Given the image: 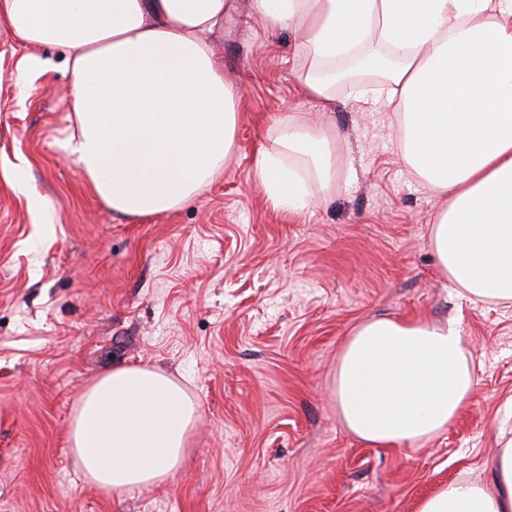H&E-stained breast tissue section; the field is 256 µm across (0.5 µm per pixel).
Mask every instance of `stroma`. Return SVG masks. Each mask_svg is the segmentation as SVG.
Here are the masks:
<instances>
[{
	"label": "stroma",
	"mask_w": 512,
	"mask_h": 512,
	"mask_svg": "<svg viewBox=\"0 0 512 512\" xmlns=\"http://www.w3.org/2000/svg\"><path fill=\"white\" fill-rule=\"evenodd\" d=\"M228 3L211 43L240 93L233 153L196 198L136 220L61 148L63 53L0 28V512H416L439 484L485 478L512 431V303L439 273L444 201L400 158L395 116L345 84L318 111L297 35ZM285 114L336 131L333 182L296 213L254 176ZM378 317L459 325L478 385L440 436L380 448L340 425L336 359ZM118 362L173 376L201 416L174 480L116 498L83 481L68 429Z\"/></svg>",
	"instance_id": "35a3bbf8"
}]
</instances>
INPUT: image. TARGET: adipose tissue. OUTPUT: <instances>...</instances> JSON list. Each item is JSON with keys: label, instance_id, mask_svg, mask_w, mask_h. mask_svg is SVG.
<instances>
[{"label": "adipose tissue", "instance_id": "ef3b65f1", "mask_svg": "<svg viewBox=\"0 0 512 512\" xmlns=\"http://www.w3.org/2000/svg\"><path fill=\"white\" fill-rule=\"evenodd\" d=\"M227 0H0V27L61 49L74 132L61 147L112 212L156 216L223 170L238 90L209 37ZM269 31L300 42L304 96L327 108L336 71L360 59L385 85L406 166L447 206L431 231L440 271L466 294L512 303V0H251ZM254 175L273 202L307 208L329 184L336 137L286 116ZM477 386L452 322L381 317L344 341L334 396L344 430L380 447L413 445L452 425ZM200 405L173 377L113 365L83 392L70 448L87 483L123 496L171 479ZM416 512H512V438L483 480L456 479Z\"/></svg>", "mask_w": 512, "mask_h": 512}]
</instances>
